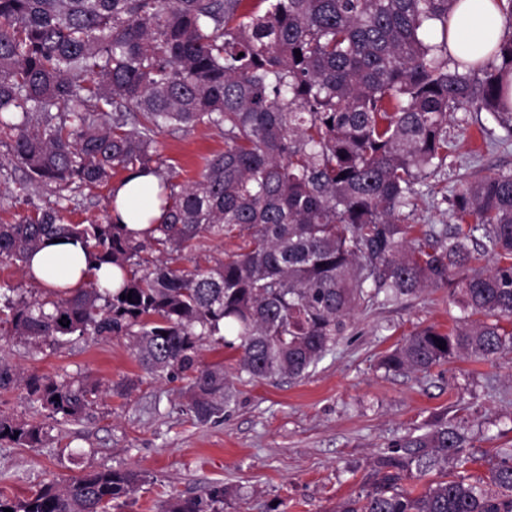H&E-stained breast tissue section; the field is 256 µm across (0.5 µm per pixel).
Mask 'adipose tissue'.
Returning <instances> with one entry per match:
<instances>
[{
    "label": "adipose tissue",
    "mask_w": 512,
    "mask_h": 512,
    "mask_svg": "<svg viewBox=\"0 0 512 512\" xmlns=\"http://www.w3.org/2000/svg\"><path fill=\"white\" fill-rule=\"evenodd\" d=\"M505 24L498 0H460L448 27V50L464 61L488 57L502 38ZM157 185L154 174L142 172L128 176L113 188L112 218L126 225L134 238H143L151 220L161 216L155 198ZM24 269L30 280L55 291H74L92 279L110 289L121 283L119 270L90 265L84 244L72 238L48 243L32 255Z\"/></svg>",
    "instance_id": "ef3b65f1"
}]
</instances>
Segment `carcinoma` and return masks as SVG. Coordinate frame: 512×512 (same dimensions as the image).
Here are the masks:
<instances>
[{
  "label": "carcinoma",
  "instance_id": "obj_1",
  "mask_svg": "<svg viewBox=\"0 0 512 512\" xmlns=\"http://www.w3.org/2000/svg\"><path fill=\"white\" fill-rule=\"evenodd\" d=\"M0 0V131L25 179L57 201L0 224V263L23 265L48 240L74 238L95 267L122 272L110 291L0 298V325L28 341L131 336L151 375L189 374L195 417L224 411V367L200 366L209 337L238 353L250 379H299L345 335L358 308L446 288L480 319L425 327L381 360L427 372L457 355L493 362L512 349V174L479 169L444 196L459 224L409 238L403 209L435 194L417 186L448 157V115L475 104L512 129L501 79L512 30L466 65L448 54L458 0ZM301 57H296L295 50ZM205 127L224 138L198 177L158 153V137ZM159 178L162 210L136 240L107 216L65 221L70 193L109 185L117 170ZM238 250L205 269L185 261L210 238ZM491 256L497 265L487 268ZM132 299H126V295ZM69 326L59 324L62 317ZM21 386L34 408L77 421L97 383L24 375L0 360V390ZM59 400H54V397ZM46 432L0 417V441L35 447ZM467 463L466 436L439 417L376 461L372 480L336 512H512V448L488 475L402 487L448 459ZM140 475L93 471L0 512H112ZM224 488L171 497L163 512H217Z\"/></svg>",
  "mask_w": 512,
  "mask_h": 512
}]
</instances>
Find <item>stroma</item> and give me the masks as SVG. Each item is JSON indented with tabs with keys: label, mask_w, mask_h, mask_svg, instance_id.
<instances>
[{
	"label": "stroma",
	"mask_w": 512,
	"mask_h": 512,
	"mask_svg": "<svg viewBox=\"0 0 512 512\" xmlns=\"http://www.w3.org/2000/svg\"><path fill=\"white\" fill-rule=\"evenodd\" d=\"M448 138L456 148L428 179L437 196L408 218L417 239L452 224L441 195L460 179L481 167L512 173V140L488 112H453ZM223 150L212 129L159 138L161 159L185 178L197 177L205 158ZM1 190L10 195L0 206L3 222L55 201L47 187L23 193L15 182L1 181ZM467 318L444 288L357 310L336 347L297 380L239 375L235 352L205 339L199 361L223 363L235 394L223 415L207 422L190 410L188 378L148 375L131 337L74 336L49 346L0 329V357L21 372L107 388L87 417L67 423L35 411L23 388L0 390V417L41 425L46 433L34 448L0 442V495L24 498L51 481L131 469L141 480L118 512H161L170 495L195 496L213 485L225 489L220 512H334L360 491L382 453L428 431L439 414L465 422L473 459L468 473L486 476L498 448L512 446V352L492 363L461 356L427 372L378 367L404 337Z\"/></svg>",
	"instance_id": "35a3bbf8"
}]
</instances>
